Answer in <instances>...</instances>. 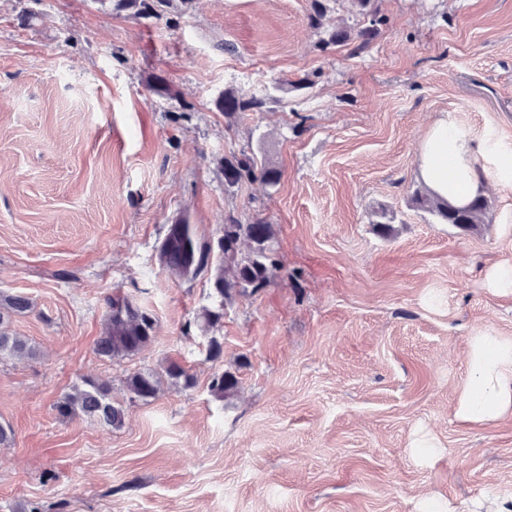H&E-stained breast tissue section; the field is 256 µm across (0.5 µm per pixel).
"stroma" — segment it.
Masks as SVG:
<instances>
[{"label": "stroma", "instance_id": "obj_1", "mask_svg": "<svg viewBox=\"0 0 512 512\" xmlns=\"http://www.w3.org/2000/svg\"><path fill=\"white\" fill-rule=\"evenodd\" d=\"M311 0H191L160 17L110 0H0V291L33 304L11 329L35 359L0 360V512H423L512 497V420L454 419L469 337H512V183L479 160L486 224L414 208L419 147L451 113L512 148V0H377L368 49L328 51ZM32 12L21 24L22 12ZM311 85L298 87L303 77ZM264 98L229 123L226 89ZM254 152L276 187L224 190ZM393 236L376 234L378 208ZM274 224V284L224 312L207 358L192 323L206 276L156 261L168 224L205 240L225 214ZM157 320L138 355L95 343L106 299ZM179 361L190 389L124 385ZM240 389L213 397V373ZM92 377L124 409L112 429L55 403ZM222 171L224 173V190L232 191L245 180H260L267 186H276L281 179V171L266 160L258 161L254 154L241 152L232 158L225 157Z\"/></svg>", "mask_w": 512, "mask_h": 512}]
</instances>
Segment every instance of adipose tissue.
<instances>
[{"label": "adipose tissue", "mask_w": 512, "mask_h": 512, "mask_svg": "<svg viewBox=\"0 0 512 512\" xmlns=\"http://www.w3.org/2000/svg\"><path fill=\"white\" fill-rule=\"evenodd\" d=\"M488 150L487 141L464 133L448 113H441L420 145L418 175L438 197L465 204L481 188L476 160ZM468 367L454 407L456 421L487 427L511 420L512 338L470 337Z\"/></svg>", "instance_id": "obj_1"}]
</instances>
